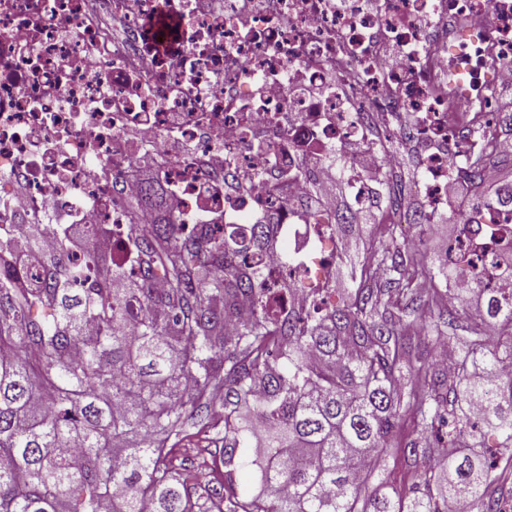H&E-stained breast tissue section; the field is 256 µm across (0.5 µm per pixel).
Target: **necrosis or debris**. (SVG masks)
I'll return each mask as SVG.
<instances>
[{"label":"necrosis or debris","instance_id":"necrosis-or-debris-1","mask_svg":"<svg viewBox=\"0 0 512 512\" xmlns=\"http://www.w3.org/2000/svg\"><path fill=\"white\" fill-rule=\"evenodd\" d=\"M161 15L167 48L146 31ZM508 56L512 0H0V234L107 227L133 255L122 202L151 182L189 228L245 235L273 216L275 248L249 261L304 309L346 252L328 183L346 181L356 223L385 205L364 162L399 168L394 141L412 145L408 197L437 223L449 177L503 140L491 91ZM457 211L453 270L512 252V204Z\"/></svg>","mask_w":512,"mask_h":512}]
</instances>
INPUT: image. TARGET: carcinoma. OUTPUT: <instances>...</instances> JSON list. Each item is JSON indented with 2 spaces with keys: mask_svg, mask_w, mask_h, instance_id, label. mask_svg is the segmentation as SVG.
<instances>
[{
  "mask_svg": "<svg viewBox=\"0 0 512 512\" xmlns=\"http://www.w3.org/2000/svg\"><path fill=\"white\" fill-rule=\"evenodd\" d=\"M481 162L468 173L476 205L512 203L485 196ZM163 195L152 184L134 209L160 208ZM48 232L66 234L38 224L25 240L0 238V348L14 349L0 355V512H208L166 447L184 405L202 410L221 393L226 474L250 466L257 481L229 512H447L451 497L501 512L495 464L462 449L512 448V259L494 282L457 289L468 304L458 310L448 263L372 243L385 279L349 255L351 288L337 303L273 311L263 269L246 262L269 243L259 224L247 239L208 224L187 234L164 214L126 225L136 245L126 295L111 288L124 266L92 250L79 265L44 257L40 287H27L28 254ZM463 319V335L445 334ZM430 334L455 352L453 370L422 360L414 337ZM407 416L421 434L394 449ZM259 426L264 454L250 458ZM442 428L416 494L370 486L384 484L388 457L417 455Z\"/></svg>",
  "mask_w": 512,
  "mask_h": 512,
  "instance_id": "1",
  "label": "carcinoma"
}]
</instances>
